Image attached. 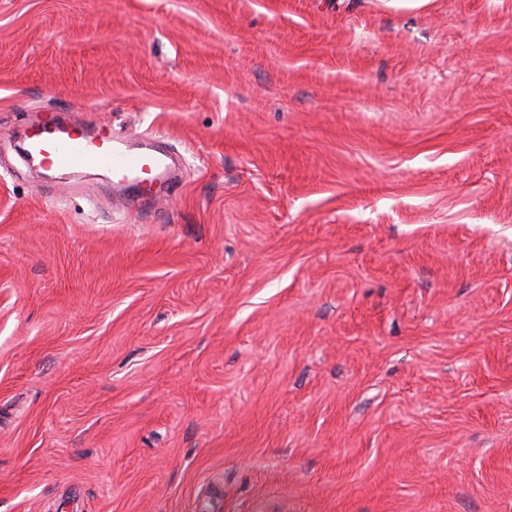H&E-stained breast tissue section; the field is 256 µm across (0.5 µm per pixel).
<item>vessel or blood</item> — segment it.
Returning <instances> with one entry per match:
<instances>
[{
	"instance_id": "1",
	"label": "vessel or blood",
	"mask_w": 512,
	"mask_h": 512,
	"mask_svg": "<svg viewBox=\"0 0 512 512\" xmlns=\"http://www.w3.org/2000/svg\"><path fill=\"white\" fill-rule=\"evenodd\" d=\"M27 153L50 167L106 170L130 187L129 202L134 207L150 197L168 170L167 156L162 152L132 150L108 131L90 138L76 127L59 130L53 115L30 130Z\"/></svg>"
}]
</instances>
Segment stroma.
Here are the masks:
<instances>
[{
  "instance_id": "1",
  "label": "stroma",
  "mask_w": 512,
  "mask_h": 512,
  "mask_svg": "<svg viewBox=\"0 0 512 512\" xmlns=\"http://www.w3.org/2000/svg\"><path fill=\"white\" fill-rule=\"evenodd\" d=\"M0 512H512V0H0ZM56 122L57 116L50 115L30 130L27 154L49 167L106 170L130 187L131 209L150 197L168 171L167 155L162 152L134 151L124 146V141L116 140L111 131H104L98 138H88L77 127L61 132Z\"/></svg>"
}]
</instances>
